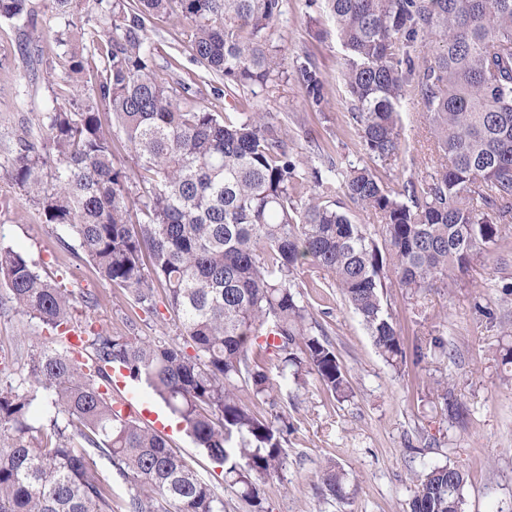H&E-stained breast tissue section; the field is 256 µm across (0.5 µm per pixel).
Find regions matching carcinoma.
<instances>
[{"label":"carcinoma","mask_w":512,"mask_h":512,"mask_svg":"<svg viewBox=\"0 0 512 512\" xmlns=\"http://www.w3.org/2000/svg\"><path fill=\"white\" fill-rule=\"evenodd\" d=\"M283 0H50L53 40L71 72L95 84L53 99L41 142L24 137L0 180L21 189L46 223L74 240L100 279L156 310L163 286L182 342L161 343L74 326V299L26 255L0 248V278L15 309L57 337L30 354L22 383L0 382V512H114L107 458L125 484L123 512H224V500L157 430L122 415L107 369L145 383L197 447L223 465L250 512L279 474L288 417L281 383L314 379L337 400L352 394L336 348L304 302L299 275L331 276L388 365L404 341L382 295L426 296L448 287L474 256L512 232V0H325L348 52L344 81L355 135L379 159L401 151L397 106L413 90L438 162L429 179L384 182L352 166L316 181L307 201L303 162L264 112L188 106L177 78L154 62L147 28L178 10L188 49L207 77L253 89L288 75L277 36ZM0 19L38 37L32 0H0ZM87 33L72 38L71 29ZM297 80L315 106L323 81L311 62ZM123 131L137 170L116 163L101 113ZM342 194L375 213L379 229L338 209ZM79 332L81 346L61 336ZM272 332L277 342L259 338ZM250 394V401L241 392ZM42 400L46 417L34 422ZM466 471L435 467L416 478L409 512H464ZM321 490L347 495L333 463Z\"/></svg>","instance_id":"obj_1"}]
</instances>
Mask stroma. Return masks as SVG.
Segmentation results:
<instances>
[{"label":"stroma","instance_id":"35a3bbf8","mask_svg":"<svg viewBox=\"0 0 512 512\" xmlns=\"http://www.w3.org/2000/svg\"><path fill=\"white\" fill-rule=\"evenodd\" d=\"M279 27L288 68L308 60L319 71L323 110H316L292 74L253 91L217 93L200 83L187 48L188 25L178 13L156 19L148 40L158 72L167 74L168 63H175L197 106L220 113H269L286 129L288 149L303 161L306 173L325 178L366 165L389 184L424 180L437 156L414 95L406 94L399 103L401 153L370 157L349 125L342 81L347 52L323 0H284ZM75 80L91 85L94 73L71 78L52 38L32 40L26 28L0 20V163L10 158L19 137H45L40 114ZM58 236L16 186L0 181V246L22 248L42 277L66 284L74 294L97 295L99 307L79 311L96 327L125 336L177 339L164 302H157L156 313L143 312L125 290L102 283L83 253L64 249ZM303 281L304 299L334 345L353 395L335 400L313 381L283 386L281 405L290 423L287 459L263 487L267 512H407L417 475L448 464L468 474L464 512H512V365L501 359L512 347V336L500 330L501 324L512 323V304L502 301L503 284H512V236L495 255L474 257L466 271L425 300L389 289L383 306L406 348V360L397 368L379 355L327 274L315 271ZM47 335L37 319L13 308L7 286L0 283V354L19 356L5 378L20 381L26 373L23 355ZM435 336L445 339L447 353L434 351L430 341ZM442 384L451 391L449 400L441 398ZM138 395L157 413L171 447L223 497L224 512H248L236 489L225 483L221 467L183 427L171 426L165 404L148 388H139ZM329 461L349 476L347 499L335 500L320 490L319 472Z\"/></svg>","mask_w":512,"mask_h":512}]
</instances>
